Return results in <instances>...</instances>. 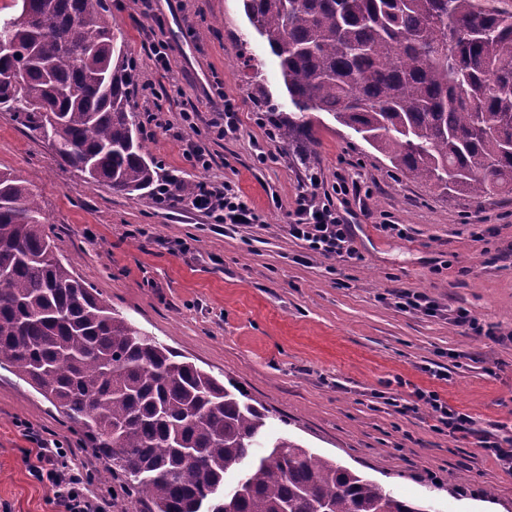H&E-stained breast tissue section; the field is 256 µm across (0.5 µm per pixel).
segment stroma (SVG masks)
<instances>
[{
	"label": "stroma",
	"mask_w": 512,
	"mask_h": 512,
	"mask_svg": "<svg viewBox=\"0 0 512 512\" xmlns=\"http://www.w3.org/2000/svg\"><path fill=\"white\" fill-rule=\"evenodd\" d=\"M105 16L134 65L132 109L145 114L151 87L169 94L165 126L145 143L165 172L199 182L229 181L265 219L223 230L186 203L124 195L87 182L55 151L0 112V170L27 180L58 254L119 314L147 335L233 382L271 415V434L335 459L404 498L434 500L439 512H512V471L474 438L436 432L427 409L403 416L384 395L416 389L471 415L480 428L512 424V194L475 200L448 194L391 168L352 130L315 113L319 144L310 168L273 137L266 110L291 111L279 66L252 33L242 0H104ZM169 46L167 70L149 45ZM257 57L269 100L249 87L241 51ZM224 92L241 103L240 131H207L180 142V111L209 115ZM192 148L201 167L186 157ZM316 173L318 198L350 224L362 260L305 256L291 238L295 199ZM358 183L362 195L339 192ZM403 224L405 239L368 234ZM425 294L429 316L395 307L392 294ZM468 310L502 340L463 332ZM72 448L85 486L107 512H147L100 480L107 461L49 401L0 366V512H62L48 482L26 465L38 441Z\"/></svg>",
	"instance_id": "35a3bbf8"
}]
</instances>
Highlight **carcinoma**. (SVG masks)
Wrapping results in <instances>:
<instances>
[{
	"label": "carcinoma",
	"instance_id": "cac0c4a2",
	"mask_svg": "<svg viewBox=\"0 0 512 512\" xmlns=\"http://www.w3.org/2000/svg\"><path fill=\"white\" fill-rule=\"evenodd\" d=\"M0 111L86 180L156 193L131 75L103 0H11ZM500 0H243L295 108L282 142L315 152L312 112L392 167L458 195L512 191V11ZM264 91L255 57L241 59ZM63 409L149 512H439L267 435L251 403L99 298L56 254L37 195L0 171V361Z\"/></svg>",
	"mask_w": 512,
	"mask_h": 512
}]
</instances>
